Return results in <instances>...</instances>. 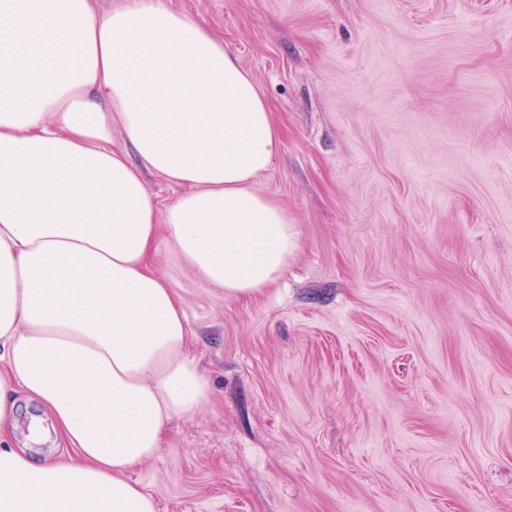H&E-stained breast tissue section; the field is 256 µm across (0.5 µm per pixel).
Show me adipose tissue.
<instances>
[{"instance_id":"adipose-tissue-1","label":"adipose tissue","mask_w":512,"mask_h":512,"mask_svg":"<svg viewBox=\"0 0 512 512\" xmlns=\"http://www.w3.org/2000/svg\"><path fill=\"white\" fill-rule=\"evenodd\" d=\"M279 148L255 77L164 0H0V512H158L130 473L210 385L151 248L228 297L274 282L297 232L253 184Z\"/></svg>"}]
</instances>
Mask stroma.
Masks as SVG:
<instances>
[{
    "instance_id": "obj_1",
    "label": "stroma",
    "mask_w": 512,
    "mask_h": 512,
    "mask_svg": "<svg viewBox=\"0 0 512 512\" xmlns=\"http://www.w3.org/2000/svg\"><path fill=\"white\" fill-rule=\"evenodd\" d=\"M257 80L277 280L159 234L210 381L131 476L160 512H512V0H165Z\"/></svg>"
}]
</instances>
